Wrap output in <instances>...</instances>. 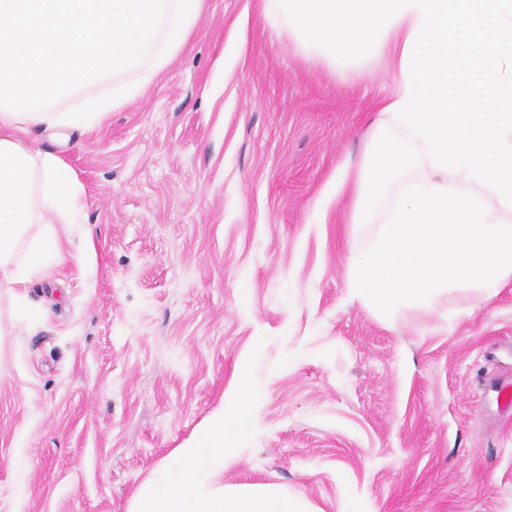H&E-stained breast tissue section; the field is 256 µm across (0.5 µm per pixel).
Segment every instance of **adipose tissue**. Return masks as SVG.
Instances as JSON below:
<instances>
[{
    "label": "adipose tissue",
    "mask_w": 512,
    "mask_h": 512,
    "mask_svg": "<svg viewBox=\"0 0 512 512\" xmlns=\"http://www.w3.org/2000/svg\"><path fill=\"white\" fill-rule=\"evenodd\" d=\"M204 3L0 0V288L13 326L33 316L27 285L65 257L59 225L85 207L72 167L28 132L98 126L184 46ZM263 4L305 53L397 75L377 106L388 132L357 172L351 221L375 232L348 257L349 299L388 320L444 294L465 312L512 283V0Z\"/></svg>",
    "instance_id": "obj_1"
}]
</instances>
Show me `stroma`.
<instances>
[{
  "instance_id": "35a3bbf8",
  "label": "stroma",
  "mask_w": 512,
  "mask_h": 512,
  "mask_svg": "<svg viewBox=\"0 0 512 512\" xmlns=\"http://www.w3.org/2000/svg\"><path fill=\"white\" fill-rule=\"evenodd\" d=\"M396 88L300 50L262 0H206L136 97L59 153L84 186L70 249L0 351V512H128L257 354L228 486L315 512H512V283L391 321L346 297L354 175ZM30 462L13 492L15 456Z\"/></svg>"
}]
</instances>
